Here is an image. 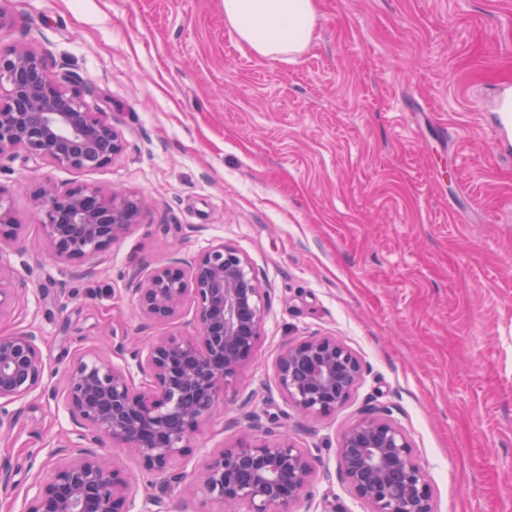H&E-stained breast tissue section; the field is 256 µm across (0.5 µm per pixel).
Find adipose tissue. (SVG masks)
Instances as JSON below:
<instances>
[{
    "label": "adipose tissue",
    "mask_w": 512,
    "mask_h": 512,
    "mask_svg": "<svg viewBox=\"0 0 512 512\" xmlns=\"http://www.w3.org/2000/svg\"><path fill=\"white\" fill-rule=\"evenodd\" d=\"M224 23L254 55L302 52L317 24L315 0H224Z\"/></svg>",
    "instance_id": "ef3b65f1"
}]
</instances>
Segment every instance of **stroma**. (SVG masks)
Returning a JSON list of instances; mask_svg holds the SVG:
<instances>
[{"instance_id": "obj_1", "label": "stroma", "mask_w": 512, "mask_h": 512, "mask_svg": "<svg viewBox=\"0 0 512 512\" xmlns=\"http://www.w3.org/2000/svg\"><path fill=\"white\" fill-rule=\"evenodd\" d=\"M299 54L260 59L224 23L223 0H0V49L26 46L71 75L121 135L112 164L77 171L0 154V207L23 227L0 262L26 282L0 336L31 331L44 390L20 404L0 459L26 512L53 450L76 434L60 388L72 357L185 330L144 320L127 273L225 243L249 261L269 307L254 357L222 412L176 467L193 472L241 431L269 425L309 456L315 478L294 512H371L340 477L337 446L385 406L408 435L436 512H512V159L491 126L512 86V0H316ZM121 188L148 203L86 276L47 249L34 190ZM333 336L363 365L329 415L306 418L274 362L302 337ZM133 512H225L153 475L111 441ZM160 504H153V497Z\"/></svg>"}]
</instances>
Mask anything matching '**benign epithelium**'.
I'll return each instance as SVG.
<instances>
[{"instance_id": "obj_1", "label": "benign epithelium", "mask_w": 512, "mask_h": 512, "mask_svg": "<svg viewBox=\"0 0 512 512\" xmlns=\"http://www.w3.org/2000/svg\"><path fill=\"white\" fill-rule=\"evenodd\" d=\"M67 74L48 73L44 55L29 49L0 50V154L21 148L52 163L92 170L111 164L124 143L111 125L87 110ZM44 241L60 261L77 266L122 238L137 223L144 203L121 191L89 185L34 191ZM22 225L0 209V244L18 237ZM141 316L169 322L193 303V332L158 336L127 351L150 379L135 386L130 371L108 356L88 362L79 355L66 371L64 402L80 429L83 446L54 450L51 480L34 485L27 512H130L129 481L122 467L95 451L106 438L137 456L159 479L165 494L186 479L173 461L190 435L210 418L233 389L260 336L269 293L249 262L217 243L190 261L175 259L130 277ZM25 280L0 263V316L12 310ZM46 361L31 332L0 336V433L20 411L12 405L42 388ZM363 374L358 357L333 336H307L279 354L276 381L293 407L325 416L349 396ZM338 468L372 512H435L432 488L407 434L376 408L363 413L341 436ZM313 464L286 435L272 429L261 441L242 435L215 452L194 476L197 490L224 502L228 512H290L306 493ZM13 489L12 466L0 460V494Z\"/></svg>"}]
</instances>
